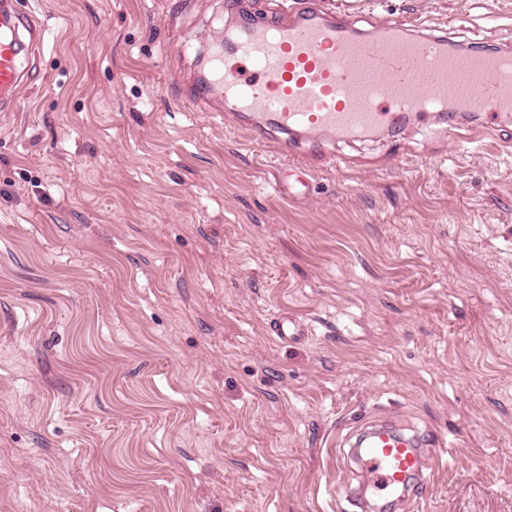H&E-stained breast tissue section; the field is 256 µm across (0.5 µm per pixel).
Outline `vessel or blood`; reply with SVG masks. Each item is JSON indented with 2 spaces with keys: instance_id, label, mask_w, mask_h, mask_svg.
<instances>
[{
  "instance_id": "vessel-or-blood-1",
  "label": "vessel or blood",
  "mask_w": 512,
  "mask_h": 512,
  "mask_svg": "<svg viewBox=\"0 0 512 512\" xmlns=\"http://www.w3.org/2000/svg\"><path fill=\"white\" fill-rule=\"evenodd\" d=\"M345 14L314 5L270 20L245 19L210 48L204 91L220 90L250 139L292 154L299 135H346L388 127L401 118L428 121L437 112L512 113V51L454 50L447 31L382 23L371 37ZM41 30L17 0H0V110L13 108L25 85L21 65L41 43ZM446 439L373 426L353 451L364 473L361 512L372 496L421 505L428 463Z\"/></svg>"
}]
</instances>
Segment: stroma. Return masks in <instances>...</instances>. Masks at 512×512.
<instances>
[{
    "label": "stroma",
    "mask_w": 512,
    "mask_h": 512,
    "mask_svg": "<svg viewBox=\"0 0 512 512\" xmlns=\"http://www.w3.org/2000/svg\"><path fill=\"white\" fill-rule=\"evenodd\" d=\"M281 2L20 0L43 41L0 112V512H357L382 420L448 441L425 512H512V116L305 137L331 161L282 191L220 93L188 99L206 41ZM326 5L512 45V0Z\"/></svg>",
    "instance_id": "stroma-1"
}]
</instances>
